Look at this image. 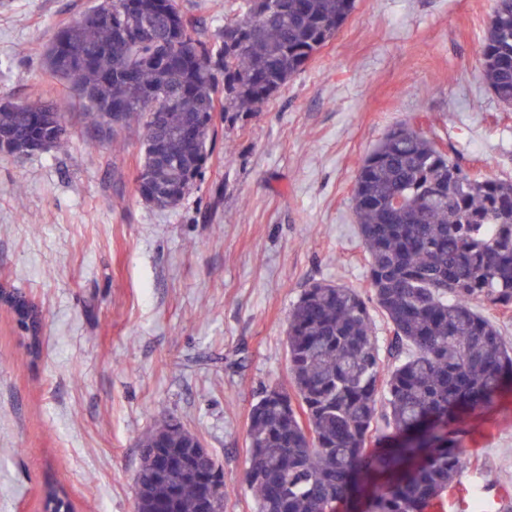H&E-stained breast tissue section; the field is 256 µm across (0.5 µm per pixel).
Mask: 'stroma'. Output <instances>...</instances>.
Returning a JSON list of instances; mask_svg holds the SVG:
<instances>
[{
    "mask_svg": "<svg viewBox=\"0 0 512 512\" xmlns=\"http://www.w3.org/2000/svg\"><path fill=\"white\" fill-rule=\"evenodd\" d=\"M201 38L231 0H177ZM95 0H0V96L51 102L63 149L0 156V291L31 301V340L0 304V512H133L140 438L175 417L224 470V512H255L248 414L290 386L288 315L310 281L368 292L352 204L360 160L410 122L481 176L512 180V108L479 79L496 0H356L333 40L260 112L220 126L174 209L42 66ZM469 464L437 512H512V388L469 421Z\"/></svg>",
    "mask_w": 512,
    "mask_h": 512,
    "instance_id": "1",
    "label": "stroma"
}]
</instances>
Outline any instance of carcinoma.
Here are the masks:
<instances>
[{
  "label": "carcinoma",
  "instance_id": "1",
  "mask_svg": "<svg viewBox=\"0 0 512 512\" xmlns=\"http://www.w3.org/2000/svg\"><path fill=\"white\" fill-rule=\"evenodd\" d=\"M355 3L238 0L204 40L176 0H98L53 34L43 66L85 103L86 126L108 128L107 144L139 130L137 192L167 210L202 176L217 120L262 111ZM145 22L156 42L125 39ZM480 68L512 108V0H497ZM37 135L64 146L65 116L38 100L0 103V153L26 155ZM352 201L370 297L325 280L302 289L288 316L292 387L264 388L249 413L245 481L256 512H324L356 496L367 501L363 512H428L468 465L466 420L512 384V347L476 311L512 309V181L470 174L404 123L361 161ZM370 302L389 325L390 366ZM200 443L170 419L140 439L162 451L169 475L143 469L134 512H200L211 486L224 485L190 463Z\"/></svg>",
  "mask_w": 512,
  "mask_h": 512
}]
</instances>
